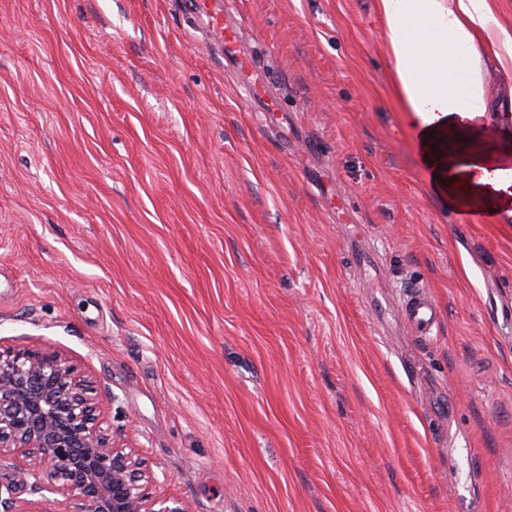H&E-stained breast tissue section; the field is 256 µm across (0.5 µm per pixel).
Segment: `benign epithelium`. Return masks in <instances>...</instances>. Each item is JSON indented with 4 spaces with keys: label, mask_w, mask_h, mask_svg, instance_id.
I'll return each mask as SVG.
<instances>
[{
    "label": "benign epithelium",
    "mask_w": 512,
    "mask_h": 512,
    "mask_svg": "<svg viewBox=\"0 0 512 512\" xmlns=\"http://www.w3.org/2000/svg\"><path fill=\"white\" fill-rule=\"evenodd\" d=\"M27 466L39 495L20 504L0 484L3 512H188L158 496L155 472L102 428L90 381L58 355L0 346V466Z\"/></svg>",
    "instance_id": "benign-epithelium-1"
}]
</instances>
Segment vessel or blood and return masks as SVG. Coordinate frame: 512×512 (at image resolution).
Segmentation results:
<instances>
[{"label": "vessel or blood", "instance_id": "1", "mask_svg": "<svg viewBox=\"0 0 512 512\" xmlns=\"http://www.w3.org/2000/svg\"><path fill=\"white\" fill-rule=\"evenodd\" d=\"M224 4L225 0H195L194 19L213 37L225 60L247 72L243 88L249 98L260 100L264 122L272 123L279 110L278 100L270 94L263 74L255 70L250 56L243 51L236 27L225 24ZM403 313L409 326L421 334L429 333L438 319L437 306L431 294L423 288L408 293L403 302Z\"/></svg>", "mask_w": 512, "mask_h": 512}]
</instances>
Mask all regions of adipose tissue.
Returning a JSON list of instances; mask_svg holds the SVG:
<instances>
[{
    "mask_svg": "<svg viewBox=\"0 0 512 512\" xmlns=\"http://www.w3.org/2000/svg\"><path fill=\"white\" fill-rule=\"evenodd\" d=\"M391 61L400 111L423 145L427 174L456 202L458 172L469 183L512 190V168L469 153L483 129L463 120L487 112H512V25L502 0H373Z\"/></svg>",
    "mask_w": 512,
    "mask_h": 512,
    "instance_id": "adipose-tissue-1",
    "label": "adipose tissue"
}]
</instances>
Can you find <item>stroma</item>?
Here are the masks:
<instances>
[{"mask_svg":"<svg viewBox=\"0 0 512 512\" xmlns=\"http://www.w3.org/2000/svg\"><path fill=\"white\" fill-rule=\"evenodd\" d=\"M235 2L280 125L191 0H0V344L187 512H512V209L431 191L372 0ZM404 317L409 326L419 334H427L437 323V306L424 288L411 290L403 302Z\"/></svg>","mask_w":512,"mask_h":512,"instance_id":"1","label":"stroma"}]
</instances>
